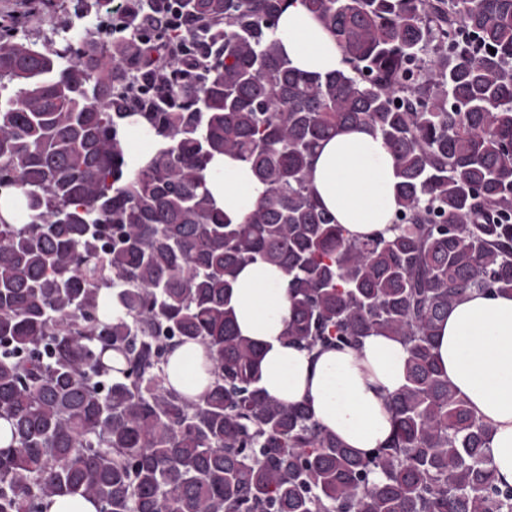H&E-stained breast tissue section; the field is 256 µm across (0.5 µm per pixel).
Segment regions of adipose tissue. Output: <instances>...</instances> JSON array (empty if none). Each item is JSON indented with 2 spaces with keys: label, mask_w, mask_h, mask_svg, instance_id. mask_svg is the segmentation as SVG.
<instances>
[{
  "label": "adipose tissue",
  "mask_w": 512,
  "mask_h": 512,
  "mask_svg": "<svg viewBox=\"0 0 512 512\" xmlns=\"http://www.w3.org/2000/svg\"><path fill=\"white\" fill-rule=\"evenodd\" d=\"M272 37L292 67L325 74L342 69L333 37L301 0H290ZM314 198L350 236L388 233L396 211V160L380 134L366 126L341 130L321 142L308 172ZM206 185L217 205L241 221L265 192L248 165L214 157ZM230 304L242 336L261 344L259 385L285 405L304 404L348 447L367 453L392 436L388 399L405 383L406 345L372 333L358 349L308 351L287 342L288 276L261 261L239 272ZM449 382L492 429L486 465L498 482L512 485V294L471 291L441 323L435 347ZM212 362L201 345L177 348L168 381L197 399L207 390Z\"/></svg>",
  "instance_id": "1"
}]
</instances>
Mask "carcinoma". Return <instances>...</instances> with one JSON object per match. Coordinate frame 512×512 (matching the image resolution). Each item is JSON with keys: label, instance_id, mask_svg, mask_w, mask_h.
Here are the masks:
<instances>
[{"label": "carcinoma", "instance_id": "cac0c4a2", "mask_svg": "<svg viewBox=\"0 0 512 512\" xmlns=\"http://www.w3.org/2000/svg\"><path fill=\"white\" fill-rule=\"evenodd\" d=\"M287 2L127 0L75 41L0 45V196L26 213L0 215V512L77 492L97 512H512L434 353L461 296L512 294V0H302L344 56L323 76L269 36ZM134 116L155 142L131 169ZM354 125L397 162L387 237L350 238L307 184ZM224 154L266 187L239 223L206 187ZM256 261L288 274L290 342L404 340L385 446L259 387L229 305ZM188 342L214 365L198 401L165 385Z\"/></svg>", "mask_w": 512, "mask_h": 512}]
</instances>
